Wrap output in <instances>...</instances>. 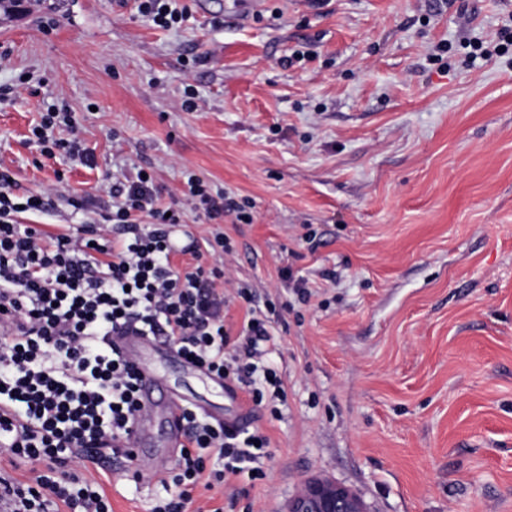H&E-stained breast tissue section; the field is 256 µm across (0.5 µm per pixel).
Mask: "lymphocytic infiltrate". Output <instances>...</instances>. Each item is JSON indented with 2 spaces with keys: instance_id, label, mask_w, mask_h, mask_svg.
<instances>
[{
  "instance_id": "obj_1",
  "label": "lymphocytic infiltrate",
  "mask_w": 512,
  "mask_h": 512,
  "mask_svg": "<svg viewBox=\"0 0 512 512\" xmlns=\"http://www.w3.org/2000/svg\"><path fill=\"white\" fill-rule=\"evenodd\" d=\"M140 15L163 29H178L192 13L181 0H136ZM32 134L42 156L85 159L77 121L68 106L46 104ZM0 169V312L11 322L0 334V447L10 453L0 467V492L10 512H112L104 489L87 480V460L124 459L132 482L159 488L150 512H186L198 488L251 483L264 478L270 440L259 431L230 429L185 408L184 440L174 465L155 471L137 463L129 446L140 412L138 375L109 338L136 325L158 336L211 375L261 405L263 380L274 398L284 395L268 362L272 339L267 316L253 309L248 288L223 280L228 247L225 218L246 222L244 206L224 190H211L195 173L185 175L183 207L164 203L153 171L113 174L102 182L112 204L77 235H52L20 221L86 201L51 184L18 195ZM209 225L206 236L173 233L186 214ZM187 256L185 266L174 255ZM249 302L243 324H226L236 299Z\"/></svg>"
}]
</instances>
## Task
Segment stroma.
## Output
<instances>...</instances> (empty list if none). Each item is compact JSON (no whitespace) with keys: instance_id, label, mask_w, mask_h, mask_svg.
I'll list each match as a JSON object with an SVG mask.
<instances>
[{"instance_id":"stroma-1","label":"stroma","mask_w":512,"mask_h":512,"mask_svg":"<svg viewBox=\"0 0 512 512\" xmlns=\"http://www.w3.org/2000/svg\"><path fill=\"white\" fill-rule=\"evenodd\" d=\"M223 2L218 29L197 11L164 30L117 0H32L0 21V85L41 79L0 101V167L16 194L59 180L100 209L119 168L152 166L171 191L192 171L248 203L251 223L223 224L234 281L280 305L284 271L306 280L309 302L272 329L284 397L250 423L266 476L213 490L224 512H286L313 478L368 512H512V49L464 64L512 0ZM57 95L91 165L31 139ZM158 368L167 393L223 413V388L174 357ZM125 469L87 475L112 512H150L156 488Z\"/></svg>"}]
</instances>
